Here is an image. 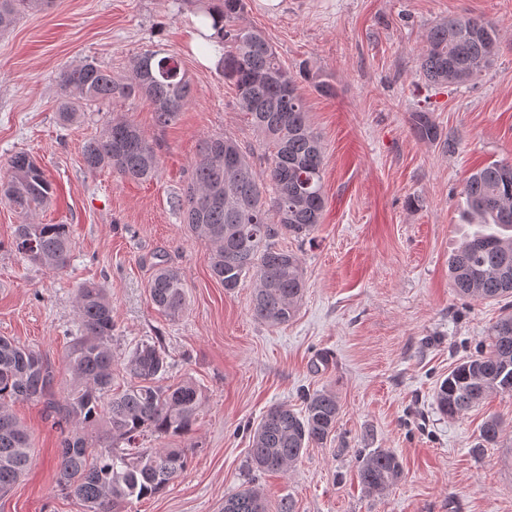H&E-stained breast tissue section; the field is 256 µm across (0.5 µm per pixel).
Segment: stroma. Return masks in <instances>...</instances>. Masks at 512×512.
Segmentation results:
<instances>
[{
  "label": "stroma",
  "instance_id": "obj_1",
  "mask_svg": "<svg viewBox=\"0 0 512 512\" xmlns=\"http://www.w3.org/2000/svg\"><path fill=\"white\" fill-rule=\"evenodd\" d=\"M451 15L492 20L500 52L466 86L423 79L417 56L427 29ZM196 0H56L23 13L0 34V180L15 153L31 154L56 190L38 224L69 225L74 241L63 271L29 262L10 247L23 217L0 200V336L39 350L58 386L79 333L76 295L101 284L116 323L117 384L133 348L159 339L164 383L185 378L205 402L188 435L186 470L159 495L121 512H221L225 495L250 486L269 508L292 499L295 512H512V394L494 393L465 415H441L438 381L485 348L487 329L507 301L457 294L448 257L469 225L460 217L462 183L473 169L512 161V0H246L242 25L263 32L297 82L324 155L325 208L305 240L279 238L296 253L305 291L295 318L271 326L252 312L253 278L226 292L212 277L206 244L192 236L178 201L201 141L230 136L253 151L262 135L236 103L219 66L196 42ZM177 58L192 98L169 125L144 98L86 106L62 122L60 74L84 61L129 74L143 53ZM334 90H318L319 81ZM431 113L457 143L455 153L419 140L411 115ZM134 121L159 162L148 181L89 172L82 148L115 118ZM184 279L188 303L172 320L148 285L157 263ZM334 393L340 413L326 443L304 450L284 473L252 468L250 428L274 404L303 407V393ZM12 412L35 448L21 480L0 495V512H83L57 484L60 431L45 404ZM498 415L500 445L479 448L484 419ZM387 448L399 482L379 494L361 489L359 450Z\"/></svg>",
  "mask_w": 512,
  "mask_h": 512
}]
</instances>
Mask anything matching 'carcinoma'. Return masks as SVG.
Listing matches in <instances>:
<instances>
[{
  "mask_svg": "<svg viewBox=\"0 0 512 512\" xmlns=\"http://www.w3.org/2000/svg\"><path fill=\"white\" fill-rule=\"evenodd\" d=\"M55 0H0V32L10 30L21 14L46 11ZM245 0L201 3L202 16L217 14V30L225 47L224 79L236 89L240 110L267 140L270 162L266 178L257 176L237 141L223 136L203 141L190 182L178 206L188 230L209 245L207 262L213 276L233 291L251 276L257 288L252 313L269 325L291 321L305 291L303 267L296 254L276 247L281 235L308 237L325 207L323 153L308 122L295 80L282 65L265 35L239 23ZM496 25L484 18L450 17L431 26L419 53V69L434 84L464 86L478 79L498 53ZM65 95L60 117L73 122L81 108L112 98L145 96L154 105L158 123L174 121L192 96L180 63L155 50L138 57L132 77L117 78L93 61L64 71ZM412 130L419 139L455 152L428 112L413 113ZM83 161L90 171L108 168L123 178L148 180L158 161L141 130L127 119H113L86 142ZM8 178L0 197L19 213L48 206L52 182L35 158L18 152L8 161ZM462 217L478 229L448 257V270L460 294L499 300L512 296V162L495 161L464 180ZM11 248L51 270L66 267L73 251L67 224H18ZM149 298L170 318L179 317L187 302L181 274L160 266L149 283ZM80 335L73 338L67 360L72 381L58 397L55 375L41 353L0 336V493L25 473L34 448L27 430L9 411L18 400L42 402L63 429L58 486L84 506V512H116L122 504L161 493L187 467L181 448L165 445L151 452L137 447L149 432L159 440L189 433L204 403L191 380L159 384L167 367L157 341H143L130 353L125 369L130 383L112 388V304L105 288L84 285L77 295ZM487 349L458 363L436 388L439 411L453 419L493 392L512 393V312L488 329ZM296 413L270 408L251 427L249 456L260 471L285 472L303 451L322 444L336 429L340 406L336 395L319 391L305 397ZM499 418L480 427V447L498 444ZM359 482L368 493H380L400 478L402 467L388 448L361 450L356 457ZM224 512H269L261 495L244 487L224 498Z\"/></svg>",
  "mask_w": 512,
  "mask_h": 512,
  "instance_id": "cac0c4a2",
  "label": "carcinoma"
}]
</instances>
